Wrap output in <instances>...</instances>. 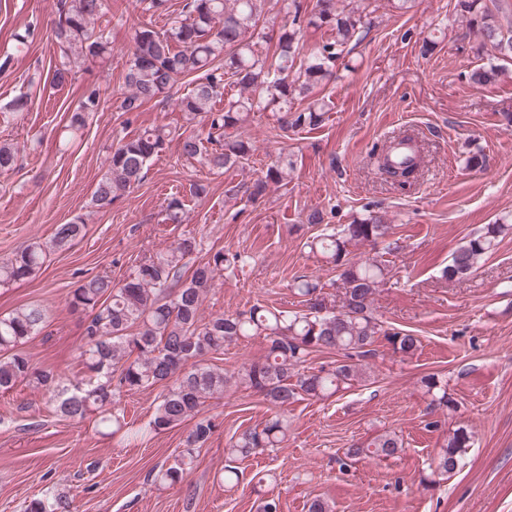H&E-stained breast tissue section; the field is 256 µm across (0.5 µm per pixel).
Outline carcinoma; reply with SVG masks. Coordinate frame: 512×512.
<instances>
[{
  "instance_id": "obj_1",
  "label": "carcinoma",
  "mask_w": 512,
  "mask_h": 512,
  "mask_svg": "<svg viewBox=\"0 0 512 512\" xmlns=\"http://www.w3.org/2000/svg\"><path fill=\"white\" fill-rule=\"evenodd\" d=\"M280 2L288 21L280 29L273 56L268 57L247 37L257 26L263 0H185L177 14L170 11L169 0H140L143 11L168 17V28L159 31L145 24L135 31L120 109L137 112L144 104L167 96L179 80L193 77L191 87L176 99V108L189 122L206 121L212 132L205 138L186 136L179 147L183 157L215 173L249 158L253 146L239 129L257 112H272L276 128L285 137L290 131L318 126L326 103L311 94L330 81L336 62L360 40L364 15L357 8H338V0H316L308 12L302 0ZM104 8V0H59L52 27L60 49L54 71L57 83L68 81L79 62L111 52V42L95 29ZM457 8L461 15L470 16L469 22L477 26L483 40L491 42L502 57L512 59V36L502 35L483 0H458ZM306 26L325 28L331 36L317 51L304 56L300 40ZM497 77L495 66L479 67L469 74L470 82L481 86ZM228 84L237 87L238 94L219 109L217 103ZM100 98L98 87L85 89L80 107L70 116L73 130L85 127L87 114L97 111ZM170 136L167 126L159 125L121 139L107 158V172L94 192L93 206L106 209L139 185L146 166L165 149ZM18 153V146L1 143L0 169L11 168ZM293 171L291 156L279 153L248 188L249 198L260 199L271 184H288ZM164 221H187L181 196L168 199ZM84 228L85 220L78 216L58 225L50 242L35 241L1 258L0 286L35 276L48 250L70 248ZM505 230V224L486 225L452 252L442 276L452 280L471 275L496 248ZM392 235L386 215L370 211L349 224L325 227L307 239L306 247L338 271L339 306L328 299L318 281L298 275L292 283L294 294L302 298L303 308L298 311L257 303L208 319L202 315L204 296L218 275L242 266L245 256L219 249L197 261L192 255L199 252V243L196 237L185 236L144 259L123 284L116 286L107 276L87 277L68 298L71 310L87 315L80 352L87 377L65 383L52 367H36L20 351L43 328L46 315L41 307L27 306L0 316V393L23 382L36 383L49 394V411L72 420L96 413L97 426L114 435L128 427L125 414L115 408L116 396L161 385L164 390L148 424L150 431L160 433L198 416L201 405L223 394L234 380L262 394L275 409L263 427L248 428L230 438L225 448L229 464L224 466V483L237 484L240 472L235 462L273 452L287 440L288 419L283 411L288 405L330 397L362 381L365 360L376 354L380 339L403 357L420 348V337L386 326L373 309L377 289L392 272L386 256L399 248ZM380 243L385 245L382 254L351 257L354 246ZM255 336L265 339L266 355L235 374L199 361L205 354H222L224 347ZM325 351L340 352L343 358L330 369L315 371L306 366L312 354ZM421 383L431 406H448L447 384L435 375L424 377ZM215 427L211 419H199L186 437L180 459L160 467L154 483L180 482L194 462V450L210 439ZM471 442L468 427L450 430L447 447L433 459L423 483L431 486L436 478L453 473ZM402 449L400 436L387 431L368 444L347 449L345 458L338 459L339 469L345 468L348 459H386ZM26 512H71V505L58 492L45 493L32 500Z\"/></svg>"
}]
</instances>
